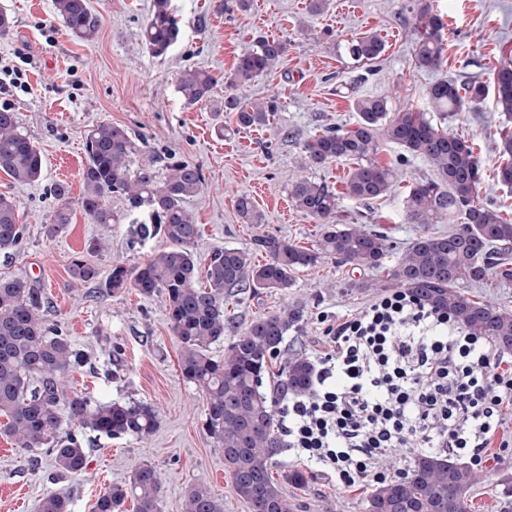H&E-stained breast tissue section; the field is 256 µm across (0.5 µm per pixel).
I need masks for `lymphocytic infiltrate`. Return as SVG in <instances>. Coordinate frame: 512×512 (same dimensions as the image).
Returning <instances> with one entry per match:
<instances>
[{"label": "lymphocytic infiltrate", "instance_id": "obj_1", "mask_svg": "<svg viewBox=\"0 0 512 512\" xmlns=\"http://www.w3.org/2000/svg\"><path fill=\"white\" fill-rule=\"evenodd\" d=\"M503 359L396 288L337 324L310 391L282 397L280 431L345 492L380 480L382 459L410 444L481 461L512 402Z\"/></svg>", "mask_w": 512, "mask_h": 512}]
</instances>
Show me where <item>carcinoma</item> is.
Instances as JSON below:
<instances>
[{"label":"carcinoma","instance_id":"obj_1","mask_svg":"<svg viewBox=\"0 0 512 512\" xmlns=\"http://www.w3.org/2000/svg\"><path fill=\"white\" fill-rule=\"evenodd\" d=\"M54 13L74 36L92 39L99 21L88 0H53ZM415 64L426 71L442 63L444 24L429 3L415 4ZM181 27L171 0H153L140 37L155 57L164 56L180 39ZM384 51L383 41L365 34L349 43L350 55L373 61ZM288 52V40L256 38L236 59L227 83L242 85L272 70ZM215 77L205 70L186 68L177 77L184 104L193 107L210 97ZM494 93L495 108L512 117V59L503 60L493 73V88L481 81L463 86L452 79L428 89L432 111L441 120L461 111L468 102L479 103ZM353 106L356 123L344 130L327 127L302 145L304 168L330 162L354 164L344 181V195L357 201L376 200L390 192L393 170L375 160L380 142L395 144L413 157L427 160L433 177L416 182L404 197L408 224L455 225L446 234L424 232L392 266L385 265L388 237L357 224L338 222L339 195L324 182L307 176L289 179L288 195L297 211L322 225L310 248L275 235L253 238L254 250L266 254L262 265L252 263L250 251L226 248L214 253L205 267L206 283L197 285L198 271L192 247L200 235L189 201L202 192L201 168L185 160L171 161L159 171L151 161L135 163L137 149L128 130L100 123L85 137L86 165L82 170L83 194L78 202L95 224H112L109 198L119 196L127 211L151 212L148 235H160L167 247L154 252L141 266L115 265L106 277L84 260L72 262L71 278L94 281L107 295L135 290L144 298L165 297L171 330L181 343L182 377L199 387L205 397L204 428L215 447L224 452V469L234 494L250 512H295L284 485L303 487L309 475L292 468L276 478L275 457L283 444L275 433V397L263 390L262 375L274 379V391H306L313 364L294 354L279 366L273 359L288 332L297 327L303 312L283 308L256 317L224 351L210 355L212 345L224 340L232 328L224 300L235 288L285 289L293 272L334 258L357 269L373 270L379 277L354 283L356 288H406L423 304L448 313L470 335L483 337L498 350L512 351V312L500 309L470 293L468 288L494 276L512 280V220L502 210L479 203L481 165L474 144L433 122L428 112L412 107L393 111L385 97H359ZM279 101L269 98L243 102L224 98V111L248 129L270 123ZM501 162L497 180L512 186V136L497 144ZM0 168L18 183L40 180L43 159L39 148L24 134L15 113L0 111ZM51 194L59 203L46 237L65 232L69 224L70 188L58 182ZM235 207L247 224H260L263 215L251 197L239 194ZM25 225L19 223L16 200L0 194V251L21 248ZM49 298L40 284L0 278V435L26 451L46 448L54 455L60 473H77L86 462L85 433L90 430L112 439H148L158 425L155 408L142 401L91 404L69 390L68 377L87 362L70 337L46 318ZM480 476L456 457L423 453L415 457L399 480L382 483L365 498L366 512H469ZM161 479L156 469L140 465L130 483L100 496L95 512H124L131 499L135 512H159ZM185 512H224V500L204 485H191L183 495ZM38 512H71L70 498L46 493Z\"/></svg>","mask_w":512,"mask_h":512}]
</instances>
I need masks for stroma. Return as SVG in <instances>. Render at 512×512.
Wrapping results in <instances>:
<instances>
[{
  "instance_id": "1",
  "label": "stroma",
  "mask_w": 512,
  "mask_h": 512,
  "mask_svg": "<svg viewBox=\"0 0 512 512\" xmlns=\"http://www.w3.org/2000/svg\"><path fill=\"white\" fill-rule=\"evenodd\" d=\"M429 2L444 22L443 61L434 71L414 64L413 0H356L349 11L341 0H325L317 14L309 11L310 0H251L247 11L232 14L218 11L214 0H173L181 37L161 58L152 57L139 37L152 0H89L100 20L91 41L71 35L53 20L52 0H0V8L15 20L10 37L0 39V65L21 69L26 83L22 90L0 88V110L15 112L21 131L43 157L42 176L31 184L16 183L0 170V193L17 200L25 226L20 252H0V277L38 281L49 297V322L90 354L91 365L71 376L74 391L97 403L143 401L159 413V426L145 441L89 433L86 464L76 474H59L46 449L24 451L0 436V512H37L50 491L68 496L72 512H94L100 495L128 484L144 463L152 464L163 480L160 512H183V493L192 484L223 498L224 512H248L231 490L221 449L203 427L204 396L180 374V342L171 331L164 297L146 299L132 290L103 296L94 284L71 280L75 258L106 274L116 264H144L165 245L159 236L139 240L129 220L95 224L84 214L78 200L85 136L102 122L120 125L142 140L138 160L153 161L160 169L176 157L201 167L204 189L189 202L201 228L194 248L199 266H206L214 250L250 247L259 234L311 246L321 226L292 208L288 179L302 172L342 194L350 164L302 169L305 140L325 127L353 126L355 98L384 96L392 109L425 110L427 90L435 81L490 82L503 56L512 54V0ZM360 33L377 34L383 41L377 62L358 64L349 57L346 42ZM259 35L289 40L286 56L269 73L230 87L226 76L237 55ZM188 67L217 79L210 100L190 108L176 92V78ZM230 94L246 102L275 97L280 109L268 126L241 129L224 110ZM447 124L475 144L482 166L481 203L512 218V188L494 176L495 144L502 133L512 132V120L495 111L489 96ZM376 158L394 170L391 193L367 203L342 195L340 207L346 223L384 231L395 259L421 232L402 217L404 196L432 168L390 143L380 145ZM60 181L70 187V223L63 234L49 239L44 226L57 207L50 189ZM241 193L252 197L263 223L247 224L238 216L234 200ZM361 277L359 270L327 258L296 272L287 289L234 293L224 305L233 327L223 342L212 345L211 354L222 356L226 343L255 317L297 306L303 318L289 332L282 353L317 360L328 352L337 320L354 316L379 296V289L355 287ZM114 349L120 352L119 365L109 376L105 370ZM503 418L489 460L481 466L484 478L472 512H512V406L505 408ZM292 468L310 477L305 488L287 490L295 512H365L364 498L373 482L338 492L319 467L283 450L275 470Z\"/></svg>"
}]
</instances>
